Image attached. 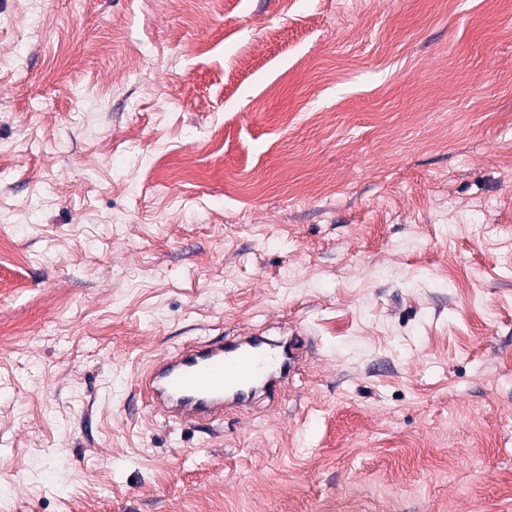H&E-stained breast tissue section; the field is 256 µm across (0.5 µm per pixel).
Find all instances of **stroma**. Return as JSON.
<instances>
[{"mask_svg":"<svg viewBox=\"0 0 512 512\" xmlns=\"http://www.w3.org/2000/svg\"><path fill=\"white\" fill-rule=\"evenodd\" d=\"M0 0V512H512V5ZM312 350L208 430L136 383Z\"/></svg>","mask_w":512,"mask_h":512,"instance_id":"1","label":"stroma"}]
</instances>
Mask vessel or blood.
Listing matches in <instances>:
<instances>
[{
	"label": "vessel or blood",
	"instance_id": "vessel-or-blood-1",
	"mask_svg": "<svg viewBox=\"0 0 512 512\" xmlns=\"http://www.w3.org/2000/svg\"><path fill=\"white\" fill-rule=\"evenodd\" d=\"M302 360L296 340L277 342L245 332L164 354L138 384L154 411L183 423H213L226 409L274 396Z\"/></svg>",
	"mask_w": 512,
	"mask_h": 512
}]
</instances>
